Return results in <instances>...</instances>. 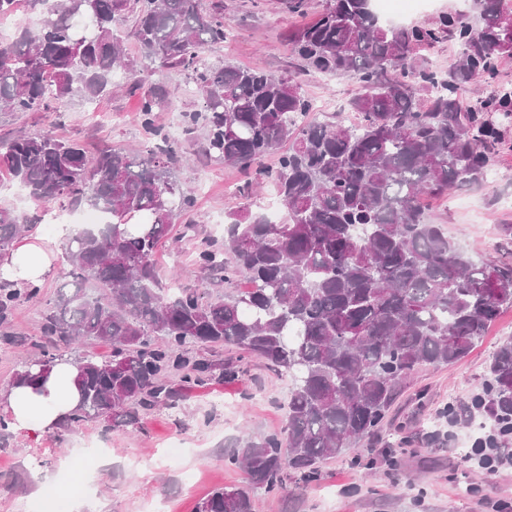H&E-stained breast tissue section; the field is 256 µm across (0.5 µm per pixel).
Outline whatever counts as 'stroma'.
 Segmentation results:
<instances>
[{
	"instance_id": "obj_1",
	"label": "stroma",
	"mask_w": 512,
	"mask_h": 512,
	"mask_svg": "<svg viewBox=\"0 0 512 512\" xmlns=\"http://www.w3.org/2000/svg\"><path fill=\"white\" fill-rule=\"evenodd\" d=\"M471 2L410 0L398 23L431 26L442 14ZM324 4L325 0H308L305 15L297 16L288 13L282 0H224L231 39L206 49L204 57L213 65L231 61L299 78L318 108L348 105L359 92L354 80L337 76L327 82L301 74V63L287 45L289 34L320 14ZM130 29L127 23L118 28L126 65L115 70L110 93L93 102L73 98L61 115L0 112V137L50 128L92 151L114 148L143 154L152 149L155 139L137 119L139 97L126 89L130 73L140 66ZM152 80L169 91L158 125L163 133L181 134L187 116L201 106L189 89L188 74L164 68ZM206 137L200 124L181 141L186 159L177 175L193 193L195 204L177 220L154 263L165 287L197 288L217 296L245 288L246 282L230 285L203 274L196 263L200 243H223L228 215L263 214L257 200L274 191L268 184L258 192L248 189L237 168L209 155ZM426 213L472 261L491 260L502 241L503 225L512 224V135L494 154L480 183L429 201ZM37 229L55 255L54 266L40 297L20 301L14 308L8 328L13 343L0 340L1 392L10 389L15 374L44 344L43 318L70 270L60 234H48L42 223ZM508 337L512 309L500 313L466 357L421 369L391 407L380 435L361 441L360 459L348 454L328 459L322 479L313 484L291 483L272 494L253 491L254 512H512V469L486 474L467 468L464 454L472 446L475 428L449 427L443 414L448 403L466 405L481 392L487 365ZM185 352L219 367L239 365L240 372L233 379L181 390L175 407L140 410L133 425L108 430L97 421L63 422L44 433L13 428L0 432V512H14L20 503L28 512H46L54 490L76 474L82 483L92 484L93 492L79 494L75 512H143L153 499L165 500L169 512H193L216 489L246 487L245 473L228 458L247 437L280 431L288 379L264 360L241 356L230 346H189ZM188 473L193 482L185 481Z\"/></svg>"
}]
</instances>
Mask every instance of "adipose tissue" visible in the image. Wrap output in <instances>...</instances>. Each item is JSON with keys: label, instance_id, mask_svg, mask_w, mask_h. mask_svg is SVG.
Returning <instances> with one entry per match:
<instances>
[{"label": "adipose tissue", "instance_id": "obj_1", "mask_svg": "<svg viewBox=\"0 0 512 512\" xmlns=\"http://www.w3.org/2000/svg\"><path fill=\"white\" fill-rule=\"evenodd\" d=\"M51 269V253L39 233L34 232L0 260V284L37 285L47 278ZM77 402L72 371L60 365L41 387H17L0 395V418L13 427L42 432L61 422Z\"/></svg>", "mask_w": 512, "mask_h": 512}]
</instances>
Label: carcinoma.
Instances as JSON below:
<instances>
[{
  "instance_id": "1",
  "label": "carcinoma",
  "mask_w": 512,
  "mask_h": 512,
  "mask_svg": "<svg viewBox=\"0 0 512 512\" xmlns=\"http://www.w3.org/2000/svg\"><path fill=\"white\" fill-rule=\"evenodd\" d=\"M372 0H327L318 19L288 37L308 75H346L362 92L350 107L354 125L311 116L298 81L232 64L210 65L209 46L224 42V3L200 0H33L46 13L41 29H23L0 50V111L66 110L78 95L93 100L112 88L125 54L118 25L132 19L142 67L135 90L156 68L190 75L203 112L208 149L274 185L287 218L232 213L224 244L204 242L197 262L208 276L252 287L224 297L196 288L165 296L153 263L175 220L194 207L174 169L181 145L155 125L167 97L141 98L138 119L156 137L145 155L90 152L47 130L0 140L7 169L39 205L90 207L100 223L64 237L72 280L57 290L45 335L68 345L85 338L112 344V357L74 359L79 400L69 421L109 429L136 421L139 410L175 403L165 383L187 387L215 366L183 355L189 345H225L266 360L290 381L278 434L249 440L229 457L250 489L270 494L300 477L321 479L322 465L355 451L379 432L387 411L424 366L464 357L501 311L512 308V225H503L498 256L481 265L459 254L425 199L479 181L504 139L494 115L512 116V88L498 86L463 106L461 93L496 82L512 58V0H475V15L449 13L431 26H387ZM458 47L444 73L417 57L442 37ZM288 144L273 168L263 158ZM35 217L0 208V255ZM41 288L0 285V327ZM60 352L43 349L17 372L13 386H37L39 365ZM475 405L512 440V340L487 369ZM196 512H253L249 489L221 488Z\"/></svg>"
}]
</instances>
